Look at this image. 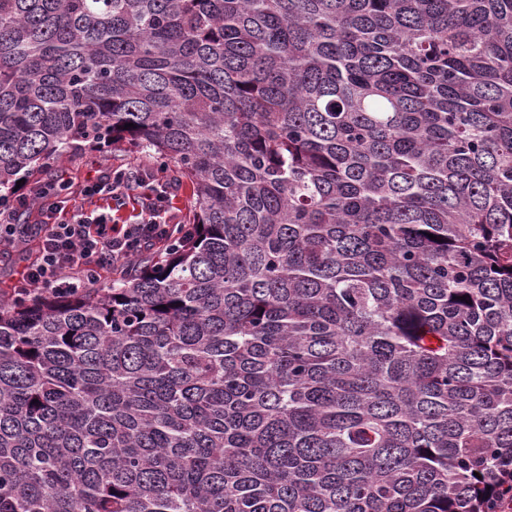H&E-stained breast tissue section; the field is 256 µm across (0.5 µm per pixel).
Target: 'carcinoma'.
<instances>
[{
  "label": "carcinoma",
  "mask_w": 512,
  "mask_h": 512,
  "mask_svg": "<svg viewBox=\"0 0 512 512\" xmlns=\"http://www.w3.org/2000/svg\"><path fill=\"white\" fill-rule=\"evenodd\" d=\"M82 145L195 219L0 290V512L512 505V0H0V193Z\"/></svg>",
  "instance_id": "1"
}]
</instances>
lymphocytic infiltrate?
Returning <instances> with one entry per match:
<instances>
[{
    "label": "lymphocytic infiltrate",
    "mask_w": 512,
    "mask_h": 512,
    "mask_svg": "<svg viewBox=\"0 0 512 512\" xmlns=\"http://www.w3.org/2000/svg\"><path fill=\"white\" fill-rule=\"evenodd\" d=\"M56 181L40 184L37 192H12L0 205V244L24 251L26 234L12 222L16 209H37L43 220L42 237L36 254L17 282L18 293L65 294L92 285L100 270H123L139 253L167 246L173 238L175 225L166 216L169 195L166 186H159L152 205L142 213L139 223L117 227L109 213H78L71 221H57L62 196Z\"/></svg>",
    "instance_id": "f902f5d3"
}]
</instances>
